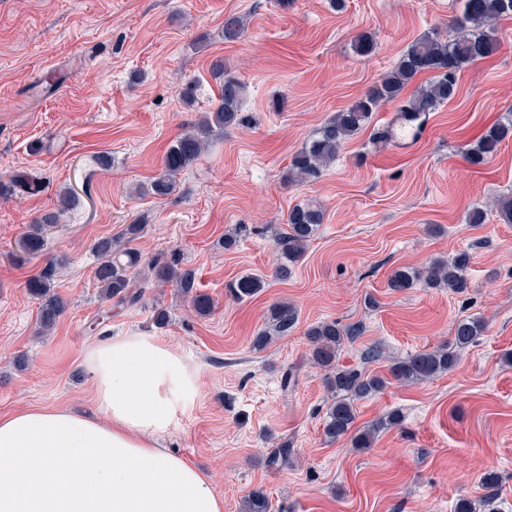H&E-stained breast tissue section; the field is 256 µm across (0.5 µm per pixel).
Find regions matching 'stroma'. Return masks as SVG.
<instances>
[{"label":"stroma","instance_id":"obj_1","mask_svg":"<svg viewBox=\"0 0 512 512\" xmlns=\"http://www.w3.org/2000/svg\"><path fill=\"white\" fill-rule=\"evenodd\" d=\"M460 9V0H345L340 11L330 0H0V416L92 410L85 349L140 333L176 346L200 371L198 402L161 445L211 478L224 512H241L256 488L273 512H454L459 499L484 496L488 471L499 476L498 512H512V365L501 360L512 351V224L493 205L512 195V141L479 170L462 155L512 107V18L496 26L498 51L462 71L455 98L431 113L417 141L380 146L364 131L320 181L288 180L292 156L317 128L412 41L447 35ZM230 13L246 24L234 42L222 36ZM361 33L376 43L371 56L352 50ZM217 58L245 86L249 123L214 138L173 194L155 196L150 184L170 142L218 103ZM50 75L64 77L59 92H47ZM102 155L109 166L97 164ZM65 191L75 203L61 214ZM307 202L323 207L324 222L279 280L273 234ZM476 206L487 219L472 227L466 214ZM53 212L42 252L25 254L30 224ZM142 215L148 224L134 248L146 259L178 254L197 293L213 301L208 315L144 267L139 304L101 298L92 244ZM238 224L250 234L224 249ZM463 249L473 254L465 293L388 288L395 269ZM56 258L66 262L55 286L68 307L44 332L26 283ZM246 274L265 286L235 299L228 288ZM277 301L293 303L299 322L253 351ZM158 307L169 314L162 325ZM462 317L482 320L485 331L452 371L393 381L357 402L355 428L393 411L398 426L364 451L349 437H325L330 396L309 357L311 324H362L337 364L384 375L394 361L449 341ZM371 346L383 356L363 362ZM289 369L296 381L286 389ZM282 442L292 460L271 467Z\"/></svg>","mask_w":512,"mask_h":512}]
</instances>
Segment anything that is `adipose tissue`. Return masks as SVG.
Listing matches in <instances>:
<instances>
[{"instance_id": "1", "label": "adipose tissue", "mask_w": 512, "mask_h": 512, "mask_svg": "<svg viewBox=\"0 0 512 512\" xmlns=\"http://www.w3.org/2000/svg\"><path fill=\"white\" fill-rule=\"evenodd\" d=\"M83 361L93 412L0 417V512H224L210 477L158 446L200 396L184 353L128 334L89 346Z\"/></svg>"}]
</instances>
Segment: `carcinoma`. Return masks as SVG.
<instances>
[{
	"instance_id": "cac0c4a2",
	"label": "carcinoma",
	"mask_w": 512,
	"mask_h": 512,
	"mask_svg": "<svg viewBox=\"0 0 512 512\" xmlns=\"http://www.w3.org/2000/svg\"><path fill=\"white\" fill-rule=\"evenodd\" d=\"M504 17H512V0H464L462 13L451 21L448 37L432 33L414 40L389 72L317 129L291 158L289 180L309 184L319 181L326 168L336 160L343 144L366 128L373 113L388 103L397 105L396 120L413 126L414 137H419L430 112L456 96L461 72L497 50L495 24ZM243 32L241 17L229 15L224 18V40L236 41ZM212 74L220 81V104L171 142L164 156L163 172L150 184L151 192L157 196L175 192L177 176L201 157L210 139L246 122L240 109L243 93L240 81L224 70L222 60L213 62ZM423 75L428 76V80L418 82ZM509 140H512V113L501 117L469 143L463 151L464 158L472 167L484 166ZM55 220L56 215L51 214L44 217L43 223L32 225L22 240L25 252L36 254L43 250V225ZM323 220L324 211L315 204L297 205L289 211L287 227L274 238L277 278L286 280L291 276L292 267L304 254ZM147 223L144 215L135 219L125 227L122 238L128 243L138 239ZM92 250L98 259L94 276L102 298L128 305L139 303L142 291L137 289L130 274L143 263L141 254L110 237L97 239ZM471 261L470 252L461 250L450 260H433L426 268L397 269L391 274L388 286L393 291H405L420 283L424 288H447L462 294L468 288L465 272ZM62 265L63 261L53 260L27 282L28 291L39 302V324L44 331L53 329L67 308L64 298L55 292L57 268ZM178 265V260L161 256L148 262L155 281L170 284L181 293L192 295V273L178 268ZM262 288V278L247 276L234 283L231 290L236 298L244 299ZM298 321L299 312L294 305L282 301L270 305L264 327L252 339V349L258 352L265 350L275 340L290 334ZM484 330L485 325L478 319H458L446 344L393 363L386 377L370 374L358 367L337 366L340 348L345 342L363 334L360 325L326 320L309 326L305 336L310 345V356L325 370L324 384L332 397L324 419L326 438L335 441L348 435L352 447L360 450L372 447L376 434L398 425L400 415L392 412L367 428L355 431L356 402L380 393L391 379L414 384L448 373L455 368L461 353L474 344ZM271 510V501L261 489H254L245 497L244 512ZM455 512H495L494 495L487 494L477 501L463 498L457 502Z\"/></svg>"
}]
</instances>
